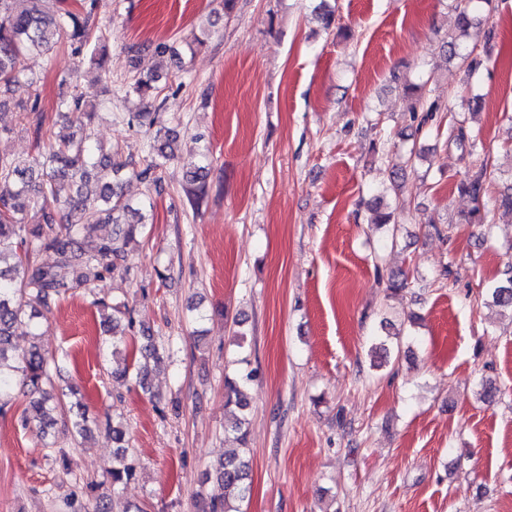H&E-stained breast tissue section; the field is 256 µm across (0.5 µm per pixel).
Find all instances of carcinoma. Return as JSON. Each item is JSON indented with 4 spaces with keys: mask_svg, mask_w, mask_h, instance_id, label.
Here are the masks:
<instances>
[{
    "mask_svg": "<svg viewBox=\"0 0 512 512\" xmlns=\"http://www.w3.org/2000/svg\"><path fill=\"white\" fill-rule=\"evenodd\" d=\"M96 0H79L54 17H47L40 9V0H0V88L8 90L33 88L34 73L20 66L27 56L46 55L55 44L66 43L78 57L90 56V61L104 67L106 34L95 20ZM474 18L468 8H458L455 32L450 45L468 51L469 69L474 71L480 60L473 57L477 44L469 43V30ZM157 79L139 78L132 91L141 98L152 95ZM410 112L413 119L424 123L429 115L418 116L423 97V85L411 84ZM61 116L73 131L58 135L46 127L45 116L36 112V103H19V124L33 129L36 142L42 145L40 157L31 161L0 154V413L14 404L16 395L28 397L29 406L22 412L21 423L26 426L38 422L43 430L54 427L55 413L62 398L70 399L72 432L83 435L90 431L86 406L79 390L63 376L62 361L46 355L41 339L46 330L38 319L51 310L59 300L76 294L80 289L101 281L109 275L130 274L124 265L131 245L139 242L146 228V205H133L124 198L117 178L125 164L112 161L110 156H95L93 113L87 110L82 95L76 91L59 101ZM448 140L473 159L468 178L458 185L460 192L469 195L475 207L464 218L467 224L488 223L484 198L492 173L482 159L484 147L476 134L467 133L462 122L456 120L448 127ZM180 136L172 129L161 128L149 142L147 156L136 177L150 183L155 189L162 185L161 173L166 164L179 158ZM186 175L193 189L189 200L199 208L206 195V179L210 170L208 148L191 149L186 154ZM100 183L96 197L85 195L82 185L90 178ZM67 180L73 193L60 200L58 181ZM112 224V233L97 239L90 250H83L82 240L93 235L101 221ZM374 224L386 229L385 243L395 244L397 225L391 223V214L377 216ZM50 251L52 263L38 262L35 256ZM421 279L408 273L391 274L387 288L393 293L420 284ZM487 301L512 309V266L503 276L486 286ZM93 305L101 312L103 324L117 328L126 323L128 331L135 324L126 302L109 304L96 299ZM25 323L32 327L34 342L22 356H14L11 346L13 328ZM370 352L372 367L381 369L389 364L387 341L372 337ZM139 360L134 373L124 371L141 389H146L149 362H161L167 349L149 339L139 349ZM242 368L224 376V408L233 416L232 431L241 444L247 440L248 402L243 387L256 377V370L247 369V358L238 360ZM112 431V464L106 469L109 485L117 490L133 478L136 459L129 452V443L122 423ZM251 458L247 452L224 457L218 479L224 493L211 501L208 512H242V504L251 494Z\"/></svg>",
    "mask_w": 512,
    "mask_h": 512,
    "instance_id": "carcinoma-1",
    "label": "carcinoma"
}]
</instances>
